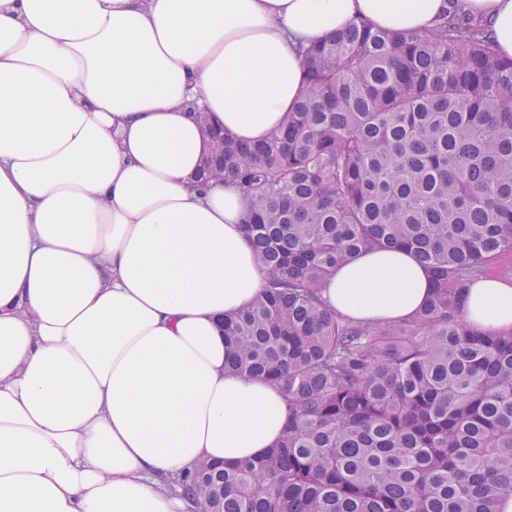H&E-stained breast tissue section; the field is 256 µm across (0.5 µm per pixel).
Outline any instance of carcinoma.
<instances>
[{"mask_svg": "<svg viewBox=\"0 0 512 512\" xmlns=\"http://www.w3.org/2000/svg\"><path fill=\"white\" fill-rule=\"evenodd\" d=\"M306 87L258 143L208 123L204 181L250 199L266 286L224 318V367L276 384L288 422L263 456L200 461L182 480L208 512H500L512 496V330L461 316L512 252V58L471 20L427 32L351 25L302 49ZM380 249L410 252L430 299L369 326L321 288Z\"/></svg>", "mask_w": 512, "mask_h": 512, "instance_id": "obj_1", "label": "carcinoma"}]
</instances>
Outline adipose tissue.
Instances as JSON below:
<instances>
[{"label":"adipose tissue","instance_id":"adipose-tissue-1","mask_svg":"<svg viewBox=\"0 0 512 512\" xmlns=\"http://www.w3.org/2000/svg\"><path fill=\"white\" fill-rule=\"evenodd\" d=\"M460 16L512 58V0H0V512H197V461L277 443L287 401L225 371L219 328L265 284L250 200L194 188L210 145L183 104L262 140L305 88L302 47ZM430 295L400 250L323 291L361 323ZM463 317L511 330L512 283L474 282Z\"/></svg>","mask_w":512,"mask_h":512}]
</instances>
